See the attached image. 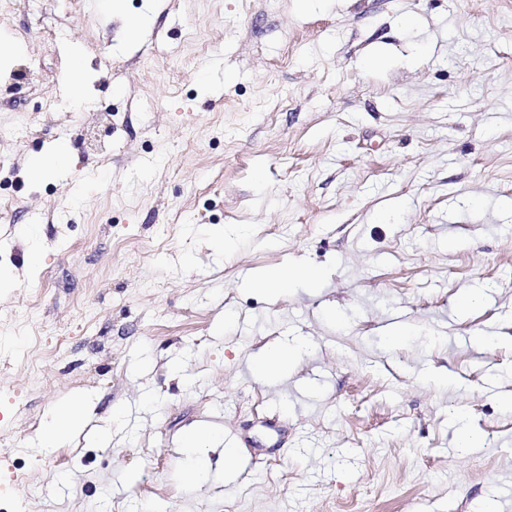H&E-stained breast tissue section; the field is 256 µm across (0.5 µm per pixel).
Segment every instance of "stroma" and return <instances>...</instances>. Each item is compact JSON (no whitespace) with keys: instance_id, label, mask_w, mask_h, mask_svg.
Returning <instances> with one entry per match:
<instances>
[{"instance_id":"obj_1","label":"stroma","mask_w":512,"mask_h":512,"mask_svg":"<svg viewBox=\"0 0 512 512\" xmlns=\"http://www.w3.org/2000/svg\"><path fill=\"white\" fill-rule=\"evenodd\" d=\"M80 2L0 0V512H512V0ZM54 161H61L62 165H65L71 158L68 147L61 145L57 147L55 151ZM42 157L31 158L28 162V174L32 181L36 182L41 180L51 169V164L54 162ZM84 411L83 404L75 402L68 408L57 412L43 433L41 445L46 449L55 448L58 434L73 428L82 419Z\"/></svg>"}]
</instances>
